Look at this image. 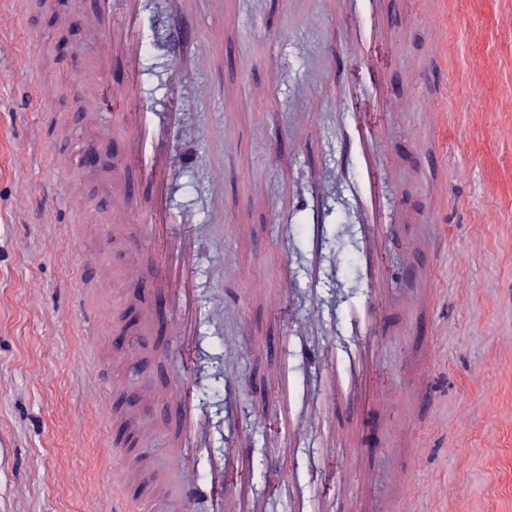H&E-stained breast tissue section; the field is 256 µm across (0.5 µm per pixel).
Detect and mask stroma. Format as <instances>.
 Segmentation results:
<instances>
[{"mask_svg": "<svg viewBox=\"0 0 512 512\" xmlns=\"http://www.w3.org/2000/svg\"><path fill=\"white\" fill-rule=\"evenodd\" d=\"M180 13L193 33L173 57ZM510 16L512 0H142L141 100L162 120L170 85L183 96L167 211L194 245L184 350L161 327L114 341L149 308L140 256L162 245L134 212L100 206L128 170L107 138L115 96L79 71L88 9L23 17L0 0V512H113L136 485L153 495L139 512H165L156 464L178 432L166 408L179 377L206 424L197 474L246 447L261 512L359 499L367 512H512ZM371 20L377 73L353 53ZM378 99L395 223L379 390L354 464L325 446L355 415L327 408L320 345L348 340L346 314L369 293L348 265L367 216L344 135ZM89 141L97 170H69L58 150ZM89 259L112 323L95 335L73 301ZM405 270L421 285L399 281ZM283 375L304 427L289 452L274 425ZM217 378L222 396L198 394ZM127 421L140 446L125 453L107 431Z\"/></svg>", "mask_w": 512, "mask_h": 512, "instance_id": "obj_1", "label": "stroma"}]
</instances>
